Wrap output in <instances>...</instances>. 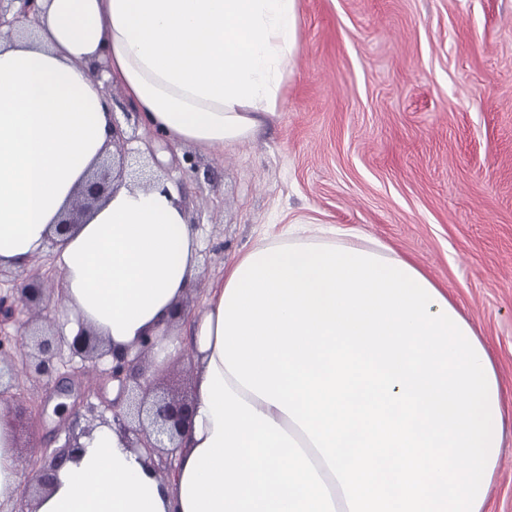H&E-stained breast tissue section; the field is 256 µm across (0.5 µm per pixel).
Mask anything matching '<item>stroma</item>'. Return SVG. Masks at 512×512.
Wrapping results in <instances>:
<instances>
[{
	"label": "stroma",
	"instance_id": "35a3bbf8",
	"mask_svg": "<svg viewBox=\"0 0 512 512\" xmlns=\"http://www.w3.org/2000/svg\"><path fill=\"white\" fill-rule=\"evenodd\" d=\"M138 133L139 149L167 153L157 172L199 231L185 317L231 263L289 226L339 246L355 229L447 293L512 399V0H299L297 48L256 140L216 151ZM13 354L18 378L0 407L42 408L15 433L24 480L47 449L111 419L114 385L84 379L75 421L26 374L25 347ZM149 371L192 395L190 346ZM488 512H512V425Z\"/></svg>",
	"mask_w": 512,
	"mask_h": 512
}]
</instances>
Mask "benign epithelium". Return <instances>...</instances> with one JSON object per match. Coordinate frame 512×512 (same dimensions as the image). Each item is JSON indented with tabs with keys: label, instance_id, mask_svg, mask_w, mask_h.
<instances>
[{
	"label": "benign epithelium",
	"instance_id": "benign-epithelium-1",
	"mask_svg": "<svg viewBox=\"0 0 512 512\" xmlns=\"http://www.w3.org/2000/svg\"><path fill=\"white\" fill-rule=\"evenodd\" d=\"M40 0H0V37L11 36L15 27L23 21H34L40 11ZM125 155H119L112 166L99 165L86 183L78 191L77 199L66 216L59 222L60 230H68L82 222L83 217L106 196L115 178L124 176ZM43 289L28 281L16 284L11 295H0V328L15 320L18 305L35 307L43 300ZM24 338L33 343L35 353L29 364L30 373L38 379L52 385L53 392L64 398L73 399V415L84 400V391L80 379L89 371H99L101 361L107 352L100 348L96 335L82 329L72 341L61 336L46 335L27 322L23 332ZM153 347V341L145 338L139 341L137 352L133 356L124 353L115 358V362L102 370L107 378L118 382L119 397L129 400L128 411L118 410L119 402L112 403V422L135 435V447L154 454L164 449L173 454L180 447L186 428L194 415V400L186 396L169 393L150 395L151 385H142V362ZM68 350L71 358L79 359L80 366L72 374L61 376L58 373L57 359L63 350ZM11 358L6 345L0 341V395L12 388V368L1 365ZM76 448L77 438H72L65 449L52 457L49 463L43 462L32 471L30 484L25 492L39 493L54 480L55 473L62 460Z\"/></svg>",
	"mask_w": 512,
	"mask_h": 512
}]
</instances>
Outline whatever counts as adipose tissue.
Wrapping results in <instances>:
<instances>
[{
  "mask_svg": "<svg viewBox=\"0 0 512 512\" xmlns=\"http://www.w3.org/2000/svg\"><path fill=\"white\" fill-rule=\"evenodd\" d=\"M298 0H42L0 39V267L52 251L70 333L156 359L191 342L195 414L160 476L100 424L32 512H486L505 391L446 292L404 258L357 244L245 252L189 338L169 332L197 274L198 232L172 188L116 182L56 229L110 147L102 61L168 140L231 147L273 115ZM19 493L0 410V503Z\"/></svg>",
  "mask_w": 512,
  "mask_h": 512,
  "instance_id": "ef3b65f1",
  "label": "adipose tissue"
}]
</instances>
